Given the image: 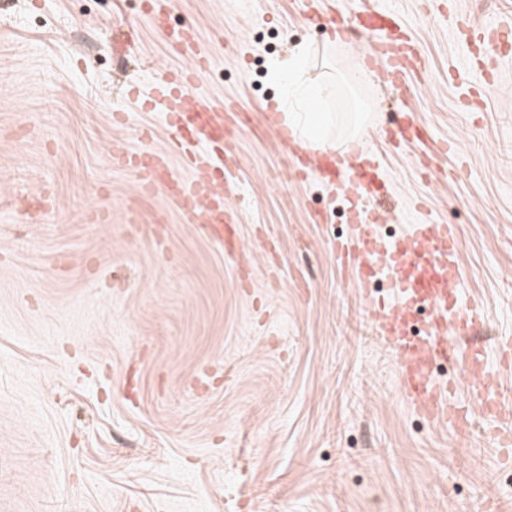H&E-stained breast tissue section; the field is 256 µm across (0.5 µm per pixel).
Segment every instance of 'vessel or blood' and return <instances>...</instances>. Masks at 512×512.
Wrapping results in <instances>:
<instances>
[{
  "label": "vessel or blood",
  "instance_id": "obj_1",
  "mask_svg": "<svg viewBox=\"0 0 512 512\" xmlns=\"http://www.w3.org/2000/svg\"><path fill=\"white\" fill-rule=\"evenodd\" d=\"M456 29L465 37V56L481 51L486 65L477 69L479 93L467 101L471 110L482 111L484 90L497 78L491 64L512 55V26L502 23L473 22L467 15L456 18ZM329 36L347 41L371 35L373 42L361 66L380 84L404 81L417 62L416 39L410 28L399 25L392 10L373 6L330 20ZM168 42L187 62L186 67L157 70V93H144L140 87L128 91L140 110H162L169 132V148L164 152H134L119 149L112 164L132 174L147 192L160 187L159 176L169 170L171 155H179L192 171L190 179H174L168 196L183 223L194 225L199 234L223 243L235 226L224 205V190L231 187L236 169L226 161L233 155L235 138L224 132V114L236 111V104L209 109L200 101L194 85L206 71L210 56L199 41L193 24L171 31ZM278 141L290 148L295 171L314 175L342 195L352 197L347 222L349 233L337 239L332 249L337 263L348 274L354 287L369 290L375 275H385L388 293L379 298L370 314L377 334L399 353L398 371L402 387L415 413L433 422L448 423L459 430L471 409L498 419L503 411V389L489 376L490 360L512 367V336L502 337L494 354H487L475 336L486 319V307L479 299L465 295L464 275L458 259V233L452 224L417 223L398 239H381L377 227L388 217L373 204V185L378 163L368 149H332L323 154L295 146L294 139L276 115L265 117ZM429 307L432 318L423 338L407 334L405 324L420 307ZM453 362L466 372L464 399H457L453 383L433 377L438 361Z\"/></svg>",
  "mask_w": 512,
  "mask_h": 512
}]
</instances>
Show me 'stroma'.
Wrapping results in <instances>:
<instances>
[{
    "label": "stroma",
    "mask_w": 512,
    "mask_h": 512,
    "mask_svg": "<svg viewBox=\"0 0 512 512\" xmlns=\"http://www.w3.org/2000/svg\"><path fill=\"white\" fill-rule=\"evenodd\" d=\"M383 3L419 40L401 94L355 82L368 38L329 40L298 0H172L167 27L193 23L213 57L201 101L248 115L240 265L112 165L169 145L162 112L125 94L184 65L149 0H0V512H512V458L484 417L462 436L406 402L332 253L340 201L265 122L285 94L275 65L305 50L330 138L367 116L361 144L390 183L380 235L456 225L466 294L512 336V59L479 112L448 71L456 15L512 21V0ZM411 112L454 143L443 173L380 139Z\"/></svg>",
    "instance_id": "35a3bbf8"
}]
</instances>
